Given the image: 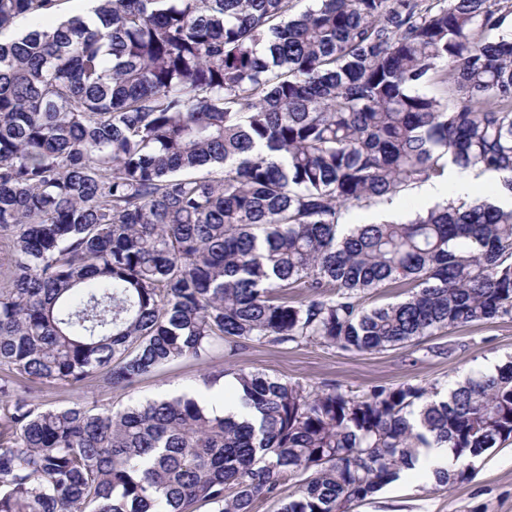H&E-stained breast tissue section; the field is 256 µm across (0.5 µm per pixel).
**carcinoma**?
I'll use <instances>...</instances> for the list:
<instances>
[{"label":"carcinoma","mask_w":512,"mask_h":512,"mask_svg":"<svg viewBox=\"0 0 512 512\" xmlns=\"http://www.w3.org/2000/svg\"><path fill=\"white\" fill-rule=\"evenodd\" d=\"M0 0V512H349L444 445L512 440V360L435 386L233 374L195 396L41 409L219 343L376 353L512 319V0ZM455 165L485 194L344 222ZM379 288L398 302L367 309ZM461 469L437 483L467 480Z\"/></svg>","instance_id":"carcinoma-1"}]
</instances>
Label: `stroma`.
Listing matches in <instances>:
<instances>
[{"label": "stroma", "instance_id": "35a3bbf8", "mask_svg": "<svg viewBox=\"0 0 512 512\" xmlns=\"http://www.w3.org/2000/svg\"><path fill=\"white\" fill-rule=\"evenodd\" d=\"M442 355H434V347ZM512 359V319L471 325L425 338L420 345L380 353L342 352L315 343L277 345L249 342L233 361L234 367L317 386L336 383L356 392L375 384L404 382L447 390L467 376L490 371ZM224 362V351L169 363L128 388H117L104 377L89 378L73 388L64 383L37 386L41 408H68L86 402L105 410L161 395H204L207 374ZM467 481L453 487L422 483L402 473L371 500L350 512H512V443L489 450Z\"/></svg>", "mask_w": 512, "mask_h": 512}]
</instances>
